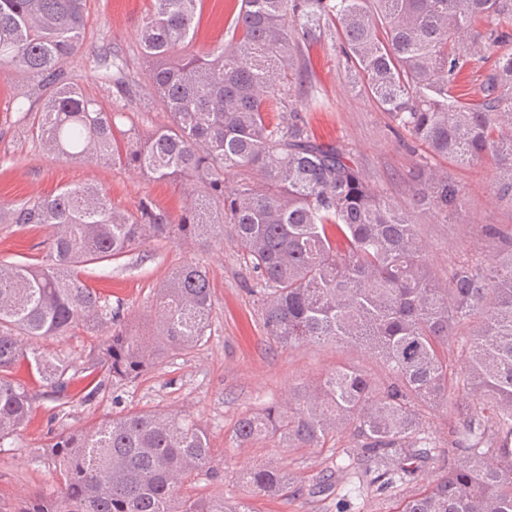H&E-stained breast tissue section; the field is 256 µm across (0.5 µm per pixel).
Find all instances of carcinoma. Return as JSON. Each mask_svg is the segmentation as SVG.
<instances>
[{
  "label": "carcinoma",
  "instance_id": "cac0c4a2",
  "mask_svg": "<svg viewBox=\"0 0 512 512\" xmlns=\"http://www.w3.org/2000/svg\"><path fill=\"white\" fill-rule=\"evenodd\" d=\"M86 4L0 0V67L34 83L41 100L17 87L11 111L49 156L179 179L187 197L176 218L149 202L116 207L92 182L0 207V223L51 230L47 264L0 262V449L32 418L17 369L56 400L73 380L66 355L33 341L120 321L121 303L89 285L87 265L151 240L225 238L255 273L251 292L269 339L359 345L385 372L380 382L342 366L297 385L287 406L238 421V445L268 438L323 448L352 426L361 457L393 486L411 475L413 460L435 453L418 407L451 400L453 463L396 512H512V227L484 225L498 253L465 257L443 281L427 269L415 233L418 214L446 218L463 201L430 158L493 160V195L512 206V0H240L227 39L201 51L203 0H152L137 34L145 68L118 54L95 59L105 88L123 93L110 112L67 70L86 39ZM327 37L353 84L423 152L404 205L371 184L350 150L318 141L304 116L317 104L303 91L309 51ZM142 79L167 117L146 131L129 108ZM212 307L206 267L185 261L157 289L148 330L107 336L87 366L101 375L93 391L192 352L210 330ZM450 336L462 376L448 357ZM41 459L55 488L12 512H254L246 502L181 495L198 476L221 473L206 428L185 414L119 412L60 433ZM242 483L275 496L288 477L266 465Z\"/></svg>",
  "mask_w": 512,
  "mask_h": 512
}]
</instances>
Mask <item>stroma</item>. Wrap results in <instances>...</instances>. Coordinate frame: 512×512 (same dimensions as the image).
Here are the masks:
<instances>
[{"label": "stroma", "mask_w": 512, "mask_h": 512, "mask_svg": "<svg viewBox=\"0 0 512 512\" xmlns=\"http://www.w3.org/2000/svg\"><path fill=\"white\" fill-rule=\"evenodd\" d=\"M236 6L237 0H205L198 47L224 39ZM147 8L148 0H88L90 35L80 61L71 62L70 68L84 93L104 111H111L115 95L103 90L84 60L104 50L136 56V35ZM310 61L319 104L306 118L317 139L351 149L378 190L407 199L409 175L420 161L419 154L392 133L387 115L353 86L330 41L317 44ZM448 175L463 190V207L446 220L420 214L416 225L428 266L437 276L446 275L472 249L494 256L498 244L483 236V225L512 224V207L492 194L496 180L492 161L452 164ZM87 182L101 185L116 206L130 211L149 201L177 215L184 203L179 184L158 182L118 164L103 166L90 159L66 162L46 155L18 122L8 101L0 100V204ZM48 252L45 227L0 224V260L38 263L46 260ZM190 256L204 261L213 291L211 334L195 351L169 356L133 381L98 391L85 367L103 336L78 329L48 340L46 349L65 351L73 363L76 377L67 404L46 399L43 387L26 370L18 371L36 412L13 448L0 452V512H8L11 504L34 492L52 491L54 474L37 456L56 434L84 430L121 409L179 411L200 421L223 460V472L215 480H197L195 492L221 495L228 501L244 498L255 512H393L397 501L419 493L447 471L453 457L448 430L455 422L449 407L423 409L424 430L437 453L421 464L410 481L392 488L382 487L377 470L366 462L358 464L354 474H345L343 467L356 452L349 429L323 448H281L271 442L236 447L237 421L262 407L287 402L290 386L317 381L339 365L375 375L380 368L355 346L273 344L250 291L253 277L228 242L155 241L120 260L87 266L84 276L93 287L121 300L123 325L141 326L150 314L156 288ZM266 464L278 465L288 476V488L280 496L247 493L237 479L239 472Z\"/></svg>", "instance_id": "35a3bbf8"}]
</instances>
